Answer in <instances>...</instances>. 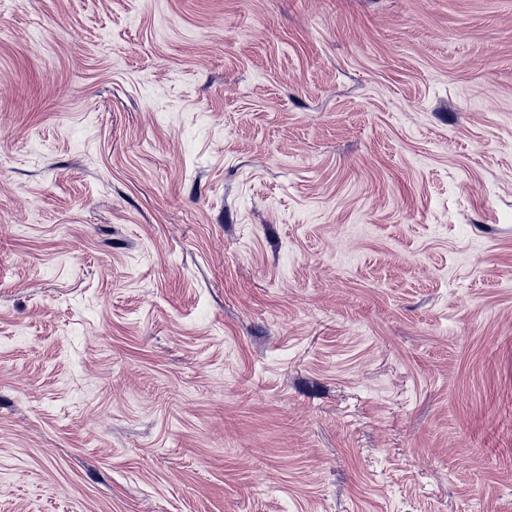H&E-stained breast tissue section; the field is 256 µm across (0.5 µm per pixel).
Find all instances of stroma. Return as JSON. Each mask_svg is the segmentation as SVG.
I'll list each match as a JSON object with an SVG mask.
<instances>
[{"mask_svg":"<svg viewBox=\"0 0 512 512\" xmlns=\"http://www.w3.org/2000/svg\"><path fill=\"white\" fill-rule=\"evenodd\" d=\"M0 512H512V0H0Z\"/></svg>","mask_w":512,"mask_h":512,"instance_id":"obj_1","label":"stroma"}]
</instances>
